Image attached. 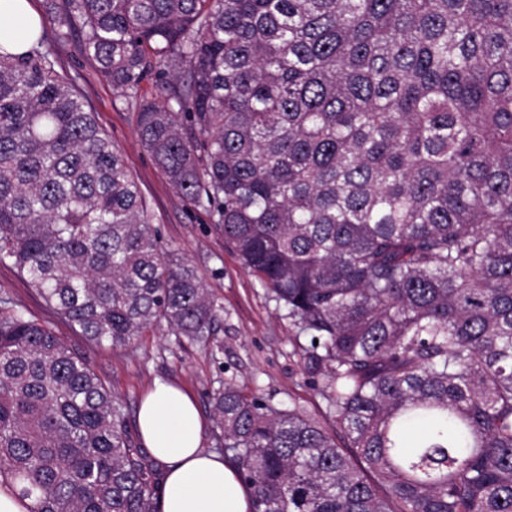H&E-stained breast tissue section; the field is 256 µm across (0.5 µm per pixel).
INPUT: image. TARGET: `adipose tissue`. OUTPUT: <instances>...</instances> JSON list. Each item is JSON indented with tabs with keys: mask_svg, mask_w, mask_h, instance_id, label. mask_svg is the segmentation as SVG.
Here are the masks:
<instances>
[{
	"mask_svg": "<svg viewBox=\"0 0 512 512\" xmlns=\"http://www.w3.org/2000/svg\"><path fill=\"white\" fill-rule=\"evenodd\" d=\"M20 19L30 30L9 43L15 53L34 46L40 17L30 0H0V35ZM137 425L144 446L163 467L159 512H251V492L236 466L205 448L206 422L189 391L155 384L141 400Z\"/></svg>",
	"mask_w": 512,
	"mask_h": 512,
	"instance_id": "1",
	"label": "adipose tissue"
}]
</instances>
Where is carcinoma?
I'll list each match as a JSON object with an SVG mask.
<instances>
[{"instance_id":"obj_1","label":"carcinoma","mask_w":512,"mask_h":512,"mask_svg":"<svg viewBox=\"0 0 512 512\" xmlns=\"http://www.w3.org/2000/svg\"><path fill=\"white\" fill-rule=\"evenodd\" d=\"M57 23L305 334L324 410L211 401L252 512H512V0H63ZM44 41L0 51V262L90 342L217 335ZM0 477L29 512H158L125 407L8 297Z\"/></svg>"}]
</instances>
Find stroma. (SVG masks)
Wrapping results in <instances>:
<instances>
[{
  "mask_svg": "<svg viewBox=\"0 0 512 512\" xmlns=\"http://www.w3.org/2000/svg\"><path fill=\"white\" fill-rule=\"evenodd\" d=\"M31 3L41 16L45 46L56 71L83 96L119 151L149 205L165 251L196 268L224 314L217 336L207 342H189L163 324L146 329L128 346L115 348L80 336L8 261L0 262V294L86 357L113 396L126 406L130 436L138 434L135 416L141 397L157 381L180 384L191 392L206 421V446L218 453L224 445L209 401L224 384H234L246 395L279 408L296 403L311 412L320 410L323 400L303 371L298 326L244 269L208 213L189 207L141 146L134 108L113 91L95 62L84 54L80 32L56 39L57 11L52 0Z\"/></svg>",
  "mask_w": 512,
  "mask_h": 512,
  "instance_id": "1",
  "label": "stroma"
}]
</instances>
